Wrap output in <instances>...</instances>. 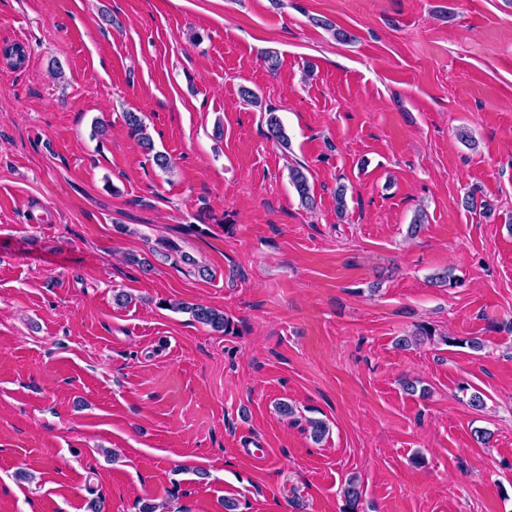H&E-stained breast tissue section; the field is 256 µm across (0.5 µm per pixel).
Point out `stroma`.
<instances>
[{"mask_svg": "<svg viewBox=\"0 0 512 512\" xmlns=\"http://www.w3.org/2000/svg\"><path fill=\"white\" fill-rule=\"evenodd\" d=\"M14 42L30 56L0 55V512H342L352 475L362 512H512V0H0ZM448 268L457 286H432ZM419 323L484 348H397ZM171 309L190 313L195 321L205 326L211 327L214 331L224 332L228 335V319L224 316V312L217 309L200 305L189 304L185 302L170 303Z\"/></svg>", "mask_w": 512, "mask_h": 512, "instance_id": "stroma-1", "label": "stroma"}]
</instances>
